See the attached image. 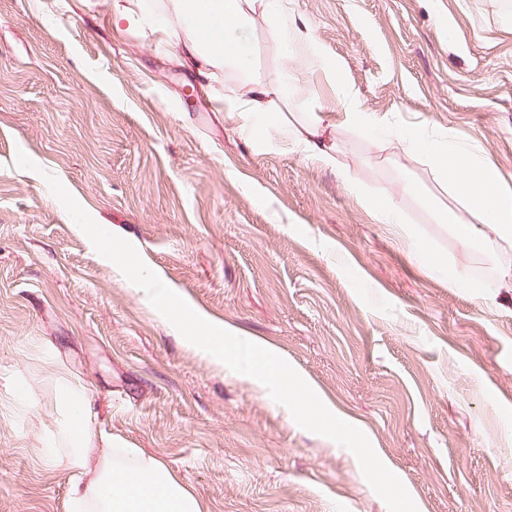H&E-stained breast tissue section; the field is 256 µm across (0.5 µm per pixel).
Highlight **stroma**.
I'll return each instance as SVG.
<instances>
[{
  "mask_svg": "<svg viewBox=\"0 0 512 512\" xmlns=\"http://www.w3.org/2000/svg\"><path fill=\"white\" fill-rule=\"evenodd\" d=\"M508 0H286L334 78L297 52L301 92L329 109L335 166L228 116L246 73L203 83L168 32L118 31L111 0H0V512H64L69 472L44 462L86 390L90 445L161 460L204 512H388L356 457L301 428L267 389L172 333L51 193L54 174L195 308L276 348L361 429L418 512H512V250L466 249L421 196L444 197L407 137H459L512 192ZM252 68L284 78L255 20ZM373 121H346L338 86ZM25 153L37 171L16 167ZM413 181L420 193L405 194ZM405 223L465 279L429 271Z\"/></svg>",
  "mask_w": 512,
  "mask_h": 512,
  "instance_id": "1",
  "label": "stroma"
}]
</instances>
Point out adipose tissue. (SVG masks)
Returning a JSON list of instances; mask_svg holds the SVG:
<instances>
[{
    "label": "adipose tissue",
    "instance_id": "adipose-tissue-1",
    "mask_svg": "<svg viewBox=\"0 0 512 512\" xmlns=\"http://www.w3.org/2000/svg\"><path fill=\"white\" fill-rule=\"evenodd\" d=\"M176 18L186 26L176 36L182 54L195 64L200 78L224 66L249 67L252 23L262 16L267 33L291 60L304 48L311 60L323 64L310 38L290 18L284 0H171ZM277 93L261 78L250 79L241 94L225 100L228 113L243 112L256 121L270 124L282 143L299 148L309 156L332 165L336 146L324 132L327 113L315 112L306 124H294L279 110ZM407 146L430 155L437 178L448 185L461 202V209H440L443 223L454 236L471 246L495 243L512 249V194L499 185L497 169L488 157L475 154L466 144L452 140L437 149L418 135H410ZM71 418L65 435L72 443L65 465L73 475L66 512H203L201 501L157 458L136 448H105L93 453L89 441V419L85 392L69 388Z\"/></svg>",
    "mask_w": 512,
    "mask_h": 512
}]
</instances>
